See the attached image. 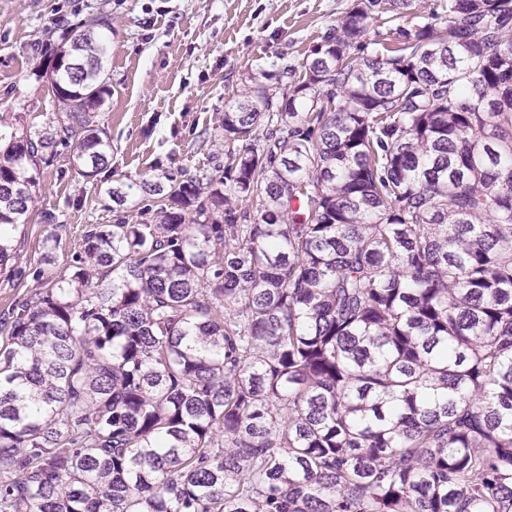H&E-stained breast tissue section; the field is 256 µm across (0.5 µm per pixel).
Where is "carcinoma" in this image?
I'll return each mask as SVG.
<instances>
[{
	"label": "carcinoma",
	"mask_w": 512,
	"mask_h": 512,
	"mask_svg": "<svg viewBox=\"0 0 512 512\" xmlns=\"http://www.w3.org/2000/svg\"><path fill=\"white\" fill-rule=\"evenodd\" d=\"M350 0L245 77L228 164L108 189L0 320V512H512V0ZM101 13L61 32L48 130H0V272L40 165L106 167ZM437 3H439V0H416L409 13L403 15V17L395 20L394 22L383 24L386 20L378 19V21L374 23L367 37L369 39L373 38V30L378 29L385 33L388 31V27L395 28L396 25H400L405 28H411L415 23L426 22L427 18L430 16L431 9L435 7Z\"/></svg>",
	"instance_id": "obj_1"
}]
</instances>
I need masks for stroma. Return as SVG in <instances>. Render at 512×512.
I'll list each match as a JSON object with an SVG mask.
<instances>
[{"label":"stroma","mask_w":512,"mask_h":512,"mask_svg":"<svg viewBox=\"0 0 512 512\" xmlns=\"http://www.w3.org/2000/svg\"><path fill=\"white\" fill-rule=\"evenodd\" d=\"M349 0H0V117L44 127L55 107L47 74L66 25L91 13L111 32L105 74L111 94L99 121L112 143L96 179L78 175L73 148L56 149L37 188L38 215L19 226V267L41 263L43 241H60L65 266L92 224L156 221L158 205L140 191L110 200L113 183L165 169L189 178L225 155L224 110L249 71L299 65Z\"/></svg>","instance_id":"35a3bbf8"}]
</instances>
